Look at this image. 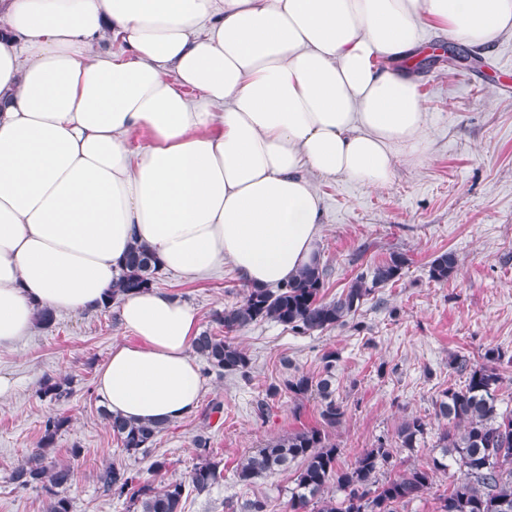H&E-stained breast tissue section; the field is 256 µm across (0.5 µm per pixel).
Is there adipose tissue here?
Segmentation results:
<instances>
[{"label": "adipose tissue", "mask_w": 512, "mask_h": 512, "mask_svg": "<svg viewBox=\"0 0 512 512\" xmlns=\"http://www.w3.org/2000/svg\"><path fill=\"white\" fill-rule=\"evenodd\" d=\"M428 23L485 47L512 0H0V350L40 310H95L137 243L191 281L314 265L308 172L380 187L427 155L401 62ZM118 313L134 340L101 367V402L192 414L195 309L152 288Z\"/></svg>", "instance_id": "obj_1"}]
</instances>
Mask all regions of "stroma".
<instances>
[{
  "label": "stroma",
  "mask_w": 512,
  "mask_h": 512,
  "mask_svg": "<svg viewBox=\"0 0 512 512\" xmlns=\"http://www.w3.org/2000/svg\"><path fill=\"white\" fill-rule=\"evenodd\" d=\"M414 69L426 106L428 157L398 158L393 179L370 188L348 179L310 180L322 200L323 235L318 261L327 268L324 291L335 297L390 253L406 255L401 278L376 289L345 325L313 335L261 321L234 335L251 358L248 378L209 373L202 377L196 411L170 423L150 448L127 453L100 413L95 392L99 368L112 346L131 341L117 307L84 313L59 311L51 327L34 326L12 350L0 353V379L10 386L0 397V512H46L39 489L13 484L14 469L36 448L48 415L69 417L48 461L74 471L66 490L71 512H131L98 488L97 473L109 464L139 470L156 486L186 480L198 463L197 438L219 461L221 477L209 493L190 497L184 512H226L225 501L267 498L270 512H286L292 470L267 474L249 487L235 477L237 463L276 438L321 426L317 395L281 393L266 416L253 409L267 387L287 373H323L322 356L336 354L333 387L345 415L329 434L348 464L385 439L394 450L381 478L427 464L436 455L443 424L433 403L448 386L462 385L449 362L463 356L483 361L486 351L512 355V32L489 47H469V60L452 65L457 43L433 26L421 31ZM458 259L456 276L430 279L429 266L443 251ZM156 286L189 302L197 328L216 331L214 312L239 303L244 283L232 266L189 281L168 271ZM69 382L60 401L40 400L44 376ZM221 412H212L214 403ZM412 415L432 423L418 448L396 445V430ZM80 456H72V448ZM166 470L154 473L153 460Z\"/></svg>",
  "instance_id": "stroma-1"
}]
</instances>
